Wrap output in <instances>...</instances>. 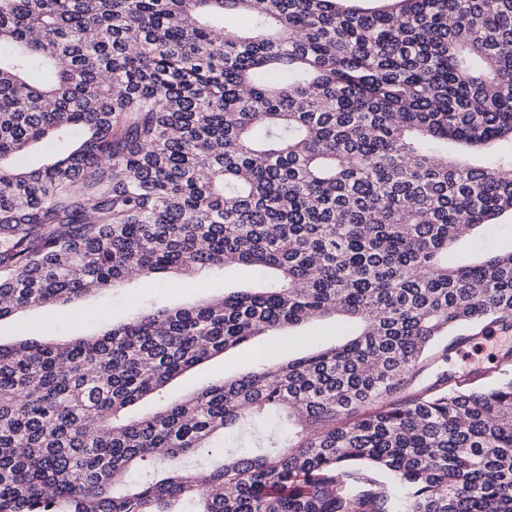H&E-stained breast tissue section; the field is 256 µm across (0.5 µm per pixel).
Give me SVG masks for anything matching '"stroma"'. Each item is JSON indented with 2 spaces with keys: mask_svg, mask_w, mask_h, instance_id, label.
Instances as JSON below:
<instances>
[{
  "mask_svg": "<svg viewBox=\"0 0 512 512\" xmlns=\"http://www.w3.org/2000/svg\"><path fill=\"white\" fill-rule=\"evenodd\" d=\"M512 247V217L495 225L485 234L472 233L459 239L455 254L462 259H474L501 249ZM195 275H183L179 286L159 283L152 288L141 287L138 278H131L123 286L79 298L68 303L65 313L27 310L0 321V343L12 345L23 340L30 325L40 324L46 336L65 340L77 335L92 333L106 322H122L131 317L135 306L165 305L179 306L203 298L223 295L242 288L255 287L256 281L250 269H236L230 277L211 276L208 287L200 288ZM298 338L282 340L277 336H257L248 343L231 349L222 355L202 363L175 379L165 393L166 398H179L193 389H198L223 378L237 377L253 371L259 356L268 355L287 360L303 356L308 344L318 342L332 345L336 342V323L333 318H317L298 329ZM512 345V334L492 341L479 340L478 344L466 346L452 352L448 359L449 371L461 373L475 364L484 365L487 381H495L496 354L505 345Z\"/></svg>",
  "mask_w": 512,
  "mask_h": 512,
  "instance_id": "stroma-1",
  "label": "stroma"
}]
</instances>
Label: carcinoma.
<instances>
[{
  "label": "carcinoma",
  "instance_id": "1",
  "mask_svg": "<svg viewBox=\"0 0 512 512\" xmlns=\"http://www.w3.org/2000/svg\"><path fill=\"white\" fill-rule=\"evenodd\" d=\"M507 212L512 0H0V320L134 273L273 272L0 344V512H512V350L490 385L439 370L456 332L512 331V249L452 254ZM331 315L344 343L125 418ZM273 411L266 451L215 444ZM216 446L203 477L126 483Z\"/></svg>",
  "mask_w": 512,
  "mask_h": 512
}]
</instances>
